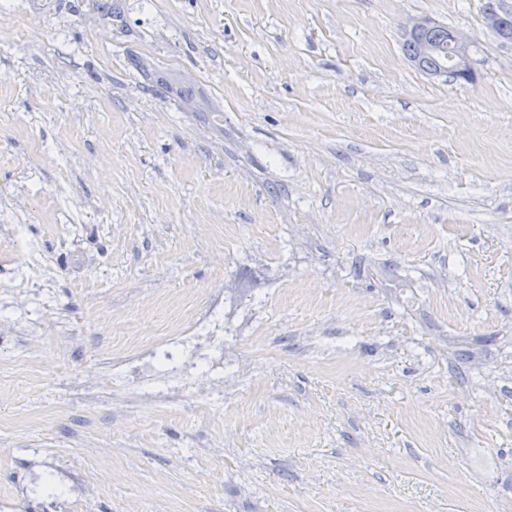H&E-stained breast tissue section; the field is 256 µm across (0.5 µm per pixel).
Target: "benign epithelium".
<instances>
[{"label":"benign epithelium","mask_w":512,"mask_h":512,"mask_svg":"<svg viewBox=\"0 0 512 512\" xmlns=\"http://www.w3.org/2000/svg\"><path fill=\"white\" fill-rule=\"evenodd\" d=\"M487 22L493 30L509 39L512 37V16L492 11L488 13ZM448 38V46L455 54V79L466 83L476 81V71L468 53L469 37L462 31L449 30L429 19L418 18L408 21L404 26V38L414 43L412 54L407 56L409 62L429 78L448 76V66L441 63L443 54L442 38Z\"/></svg>","instance_id":"1"}]
</instances>
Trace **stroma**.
Wrapping results in <instances>:
<instances>
[{
  "mask_svg": "<svg viewBox=\"0 0 512 512\" xmlns=\"http://www.w3.org/2000/svg\"><path fill=\"white\" fill-rule=\"evenodd\" d=\"M486 2L0 0V512H512ZM436 34V37H431ZM405 40L414 43L412 54L407 56L409 62L421 73L429 78H448V64H442L440 58L443 54V44L448 36V46L455 54L456 65L454 77L466 83L476 81V71L471 56L468 53L469 37L459 30H448L430 19L418 18L408 21L404 26ZM444 38L443 43L441 39Z\"/></svg>",
  "mask_w": 512,
  "mask_h": 512,
  "instance_id": "stroma-1",
  "label": "stroma"
}]
</instances>
